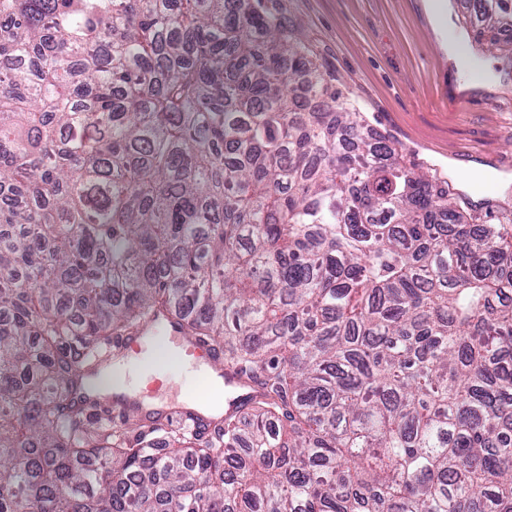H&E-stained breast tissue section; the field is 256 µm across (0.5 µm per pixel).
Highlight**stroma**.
Segmentation results:
<instances>
[{
  "mask_svg": "<svg viewBox=\"0 0 512 512\" xmlns=\"http://www.w3.org/2000/svg\"><path fill=\"white\" fill-rule=\"evenodd\" d=\"M281 24L297 31L319 64L339 79L365 116L364 131L394 143L417 171L451 180L456 204L488 220L486 198L512 203V32L490 43L472 0L439 23L430 0H272ZM456 42L459 57L444 45ZM492 74L468 85V64ZM470 96L458 101L461 85ZM490 163L482 200L465 183Z\"/></svg>",
  "mask_w": 512,
  "mask_h": 512,
  "instance_id": "stroma-1",
  "label": "stroma"
}]
</instances>
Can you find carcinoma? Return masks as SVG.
Masks as SVG:
<instances>
[{"label": "carcinoma", "mask_w": 512, "mask_h": 512, "mask_svg": "<svg viewBox=\"0 0 512 512\" xmlns=\"http://www.w3.org/2000/svg\"><path fill=\"white\" fill-rule=\"evenodd\" d=\"M337 81L260 0H0V512H512V214ZM162 311L254 385L207 436L84 393Z\"/></svg>", "instance_id": "1"}]
</instances>
